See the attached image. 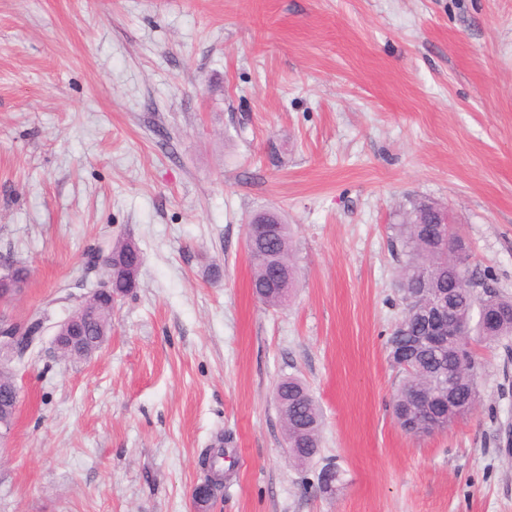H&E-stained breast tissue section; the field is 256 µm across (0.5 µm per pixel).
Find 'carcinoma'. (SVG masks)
Listing matches in <instances>:
<instances>
[{
    "mask_svg": "<svg viewBox=\"0 0 512 512\" xmlns=\"http://www.w3.org/2000/svg\"><path fill=\"white\" fill-rule=\"evenodd\" d=\"M431 210L432 202L415 201L410 208L403 210L401 222L392 225L401 263L398 288L404 305V315L399 325L406 332L402 334L398 328L392 332L388 340V352L391 354L406 348L410 337L419 332L416 314L422 308V299L414 296L418 288L448 289L459 282L465 290L458 301L462 317L472 321L473 309L481 306L487 314L500 318L498 327L482 328L477 325L474 332L485 341L512 335V299L502 297L494 304H485L489 285L477 271L470 269L465 254L454 269H448V257L432 236L434 225ZM248 252L254 294L270 307L282 305L285 298L272 287V283L281 275L288 277L290 288L296 282L289 225L276 224L268 234L250 239ZM479 288L483 292H477ZM393 364L402 374L393 398L394 413L397 416L407 415L400 427L409 435H419L412 421L416 398L421 394L437 395L448 391L451 385L467 408L479 404L477 362L466 344L448 346L406 366L397 360ZM274 393L279 395V406L285 409V434L291 458L299 465H306L319 450L322 423L320 406L305 383L294 376L279 380Z\"/></svg>",
    "mask_w": 512,
    "mask_h": 512,
    "instance_id": "1",
    "label": "carcinoma"
}]
</instances>
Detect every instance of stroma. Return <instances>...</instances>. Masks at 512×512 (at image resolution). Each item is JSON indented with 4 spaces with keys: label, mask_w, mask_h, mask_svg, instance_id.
<instances>
[{
    "label": "stroma",
    "mask_w": 512,
    "mask_h": 512,
    "mask_svg": "<svg viewBox=\"0 0 512 512\" xmlns=\"http://www.w3.org/2000/svg\"><path fill=\"white\" fill-rule=\"evenodd\" d=\"M447 207L512 298V0H0V314L10 365L0 512H512V336L476 342L480 403L413 437L392 401V224ZM289 224L298 281L250 287L247 225ZM129 240L138 286L91 359L53 333ZM300 377L320 452L295 467L274 387ZM338 472L330 487L318 474Z\"/></svg>",
    "instance_id": "obj_1"
}]
</instances>
